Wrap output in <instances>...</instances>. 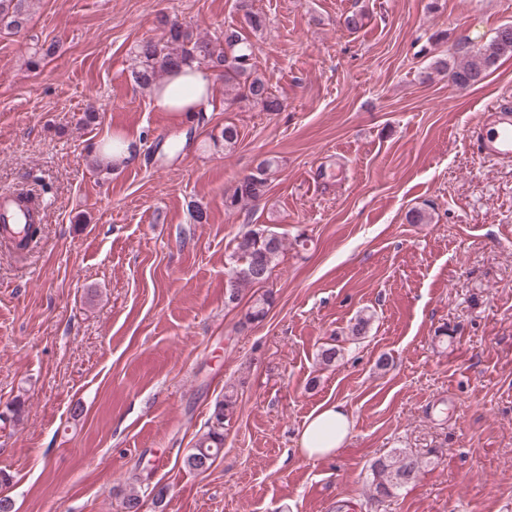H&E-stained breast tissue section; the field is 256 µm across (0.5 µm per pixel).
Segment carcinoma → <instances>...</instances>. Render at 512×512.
<instances>
[{
	"instance_id": "carcinoma-1",
	"label": "carcinoma",
	"mask_w": 512,
	"mask_h": 512,
	"mask_svg": "<svg viewBox=\"0 0 512 512\" xmlns=\"http://www.w3.org/2000/svg\"><path fill=\"white\" fill-rule=\"evenodd\" d=\"M30 0H0V26L17 33L29 21ZM238 9L251 30L259 32L265 27V17L254 11L249 0H239ZM162 39L141 41L135 50L136 66L133 81L142 89L151 90L170 72L173 66L193 63L212 68L224 75V83L233 97L231 102L258 104L265 112H279L282 103L275 95L270 79L259 72L254 62L256 45L242 37L235 28L224 30V38H210L194 34L193 30L178 20L163 21ZM512 53V25L501 26L495 38L475 53L466 52L453 67L445 58L434 62L435 69L448 75V81L460 88L480 84L487 72L504 55ZM224 149L230 151L239 140V131L233 124L224 125L219 137ZM278 170V161L265 158L255 169L243 176L232 193L226 195L224 205L228 210H243L262 199L271 179ZM283 240L275 233L261 228L248 229L236 239L230 254L234 264L233 275L226 285L228 302L240 299L243 290L269 281ZM272 302V294L256 300L244 315L240 325L245 326L265 315V307ZM235 400L231 395L216 403L208 431L186 457V464L193 470L205 472L214 464L224 447V425L234 414ZM426 461L419 454L402 449L376 460L371 465L372 496L391 497L398 490L414 481Z\"/></svg>"
}]
</instances>
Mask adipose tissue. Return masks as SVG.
<instances>
[{
	"label": "adipose tissue",
	"instance_id": "ef3b65f1",
	"mask_svg": "<svg viewBox=\"0 0 512 512\" xmlns=\"http://www.w3.org/2000/svg\"><path fill=\"white\" fill-rule=\"evenodd\" d=\"M219 77V72L210 69L185 66L170 71L154 89L152 97L158 108L192 118L211 96ZM351 428L352 421L341 404L322 407L304 422L299 438L300 451L310 460L330 457L341 448Z\"/></svg>",
	"mask_w": 512,
	"mask_h": 512
}]
</instances>
